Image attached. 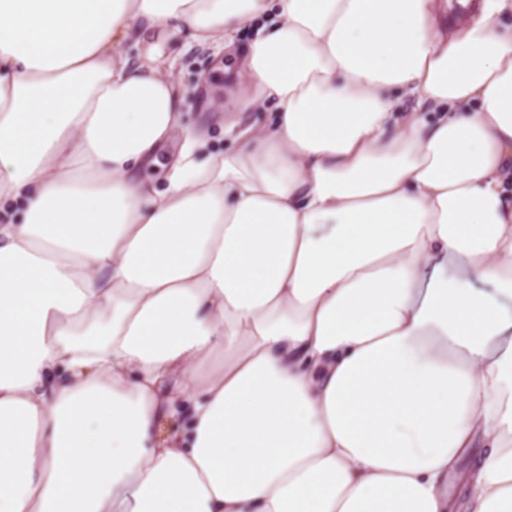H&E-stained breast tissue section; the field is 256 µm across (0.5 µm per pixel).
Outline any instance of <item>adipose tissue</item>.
Here are the masks:
<instances>
[{
    "label": "adipose tissue",
    "mask_w": 512,
    "mask_h": 512,
    "mask_svg": "<svg viewBox=\"0 0 512 512\" xmlns=\"http://www.w3.org/2000/svg\"><path fill=\"white\" fill-rule=\"evenodd\" d=\"M447 14L0 0V512H512V0ZM247 29L214 155L164 48Z\"/></svg>",
    "instance_id": "1"
}]
</instances>
